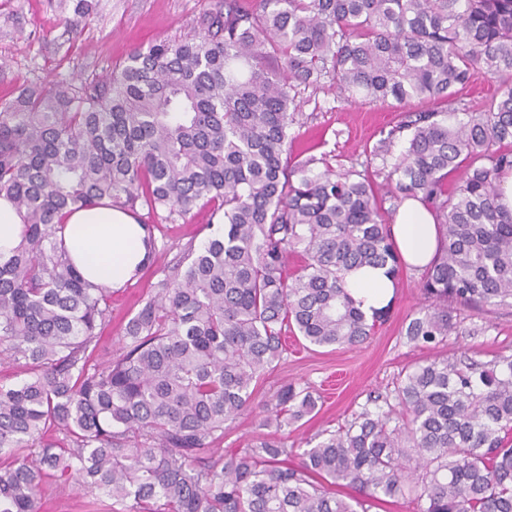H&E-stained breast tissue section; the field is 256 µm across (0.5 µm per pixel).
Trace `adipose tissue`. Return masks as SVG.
<instances>
[{"mask_svg":"<svg viewBox=\"0 0 512 512\" xmlns=\"http://www.w3.org/2000/svg\"><path fill=\"white\" fill-rule=\"evenodd\" d=\"M394 243L405 263L427 265L437 250L438 227L419 202L406 200L391 226ZM144 231L134 218L109 206L73 212L65 230V242L75 266L91 282L121 286L145 256ZM348 290L364 312L388 305L395 285L380 267H362L350 273Z\"/></svg>","mask_w":512,"mask_h":512,"instance_id":"1","label":"adipose tissue"}]
</instances>
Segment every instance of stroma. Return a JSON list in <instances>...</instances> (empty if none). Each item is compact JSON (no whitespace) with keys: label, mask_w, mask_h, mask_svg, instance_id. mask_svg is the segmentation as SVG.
<instances>
[{"label":"stroma","mask_w":512,"mask_h":512,"mask_svg":"<svg viewBox=\"0 0 512 512\" xmlns=\"http://www.w3.org/2000/svg\"><path fill=\"white\" fill-rule=\"evenodd\" d=\"M88 15L75 13L73 0H0V100L14 99L27 87H51L61 80L109 75L137 48L160 39L185 40L203 33L202 20L220 0H91ZM489 77L478 74L460 90L455 101L414 100L402 108L395 103L346 101L332 83L297 86L299 106L291 128V155L309 156L335 170L363 171L377 195H384L382 158L372 150L382 132L398 125L406 112L447 111L454 102L480 109ZM210 208L194 209L175 222H160L155 231L156 254L151 266L112 296V316L102 332L101 346L110 357L121 353L119 339L140 302L161 278L164 268L187 242L208 235ZM422 272L402 267L388 316L365 343L353 348L314 347L297 337L287 340L288 351L255 387L254 407L229 424L223 447L245 448L271 439L291 448L323 430H336L360 412L369 397L389 395L396 378L415 364L477 350L487 361L512 353V308H463L457 312L456 334L440 344L410 342L406 327L427 303ZM287 383L316 391V414L278 432L260 427L262 406Z\"/></svg>","instance_id":"35a3bbf8"}]
</instances>
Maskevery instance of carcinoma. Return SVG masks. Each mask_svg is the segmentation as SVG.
<instances>
[{
    "label": "carcinoma",
    "mask_w": 512,
    "mask_h": 512,
    "mask_svg": "<svg viewBox=\"0 0 512 512\" xmlns=\"http://www.w3.org/2000/svg\"><path fill=\"white\" fill-rule=\"evenodd\" d=\"M478 72L499 83L483 109L410 112L372 150L402 141L390 198L436 218L430 304L406 330L436 345L458 329L448 300L512 307V213L495 205L512 171V0H224L197 38L1 102L0 198L22 227L0 256V366L24 378L0 384V512H41L49 478L106 512H370L411 493L417 512H512V354L417 364L393 399L300 453L217 448L288 335L352 347L384 319L351 297L350 271L402 268L365 175L288 160L294 84L327 78L402 105L446 101ZM104 201L166 220L211 205L222 224L157 282L113 361L99 346L112 289L86 280L62 239L65 210ZM142 228L136 277L156 252L157 225ZM317 403L284 384L261 426Z\"/></svg>",
    "instance_id": "1"
}]
</instances>
